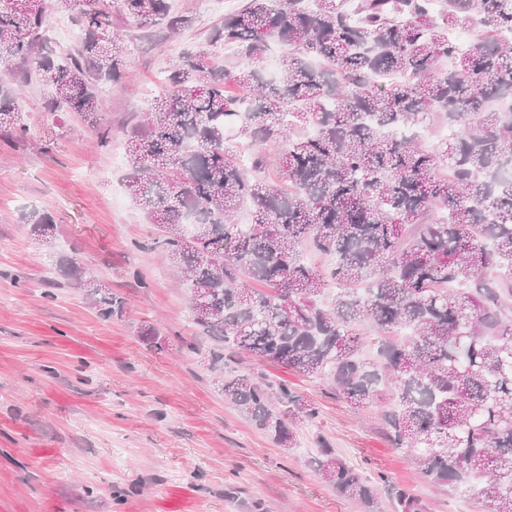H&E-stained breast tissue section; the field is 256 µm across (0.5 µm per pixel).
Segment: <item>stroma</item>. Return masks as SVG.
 I'll use <instances>...</instances> for the list:
<instances>
[{
  "instance_id": "35a3bbf8",
  "label": "stroma",
  "mask_w": 512,
  "mask_h": 512,
  "mask_svg": "<svg viewBox=\"0 0 512 512\" xmlns=\"http://www.w3.org/2000/svg\"><path fill=\"white\" fill-rule=\"evenodd\" d=\"M246 2L169 0L192 18L175 36L113 15L126 74L101 85L97 118L48 111L50 92L33 81L19 102L25 139L0 132V512H365L315 471L323 439L386 476L380 512H393L395 489L425 512L484 510L424 477L375 408L350 407L328 380L235 355L233 369L288 384L318 411L294 423V448L273 445L219 391L205 358L216 341L192 322L185 275L148 246L155 229L125 187L126 131L184 48L233 63L209 38ZM33 211L53 218L52 247L27 232ZM70 257L121 298V312L102 317L81 288L60 285ZM147 325L162 347L143 337Z\"/></svg>"
}]
</instances>
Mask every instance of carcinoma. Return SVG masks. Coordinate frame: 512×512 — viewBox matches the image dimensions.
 Instances as JSON below:
<instances>
[{
  "mask_svg": "<svg viewBox=\"0 0 512 512\" xmlns=\"http://www.w3.org/2000/svg\"><path fill=\"white\" fill-rule=\"evenodd\" d=\"M250 0L211 42L237 49L233 66L188 49L164 93L130 131L126 182L149 223L150 247L180 266L196 325L261 360L327 378L355 407L381 404L392 443L438 485L474 493L487 512H512V182L483 175L512 159V122L486 109L512 96V0ZM51 10L73 16L81 46L44 50ZM171 33L190 23L169 0H0V62L32 68L0 80V132L20 140L17 100L35 79L53 90L48 111H100L97 86L125 65L112 12ZM478 37L465 53L452 29ZM285 47L277 81L262 52ZM456 125L433 148L388 138L429 118ZM235 128L246 147L228 139ZM277 147L269 180L266 147ZM250 153L244 167L240 157ZM251 223L241 224L243 202ZM53 220L30 232L52 245ZM64 275L101 316L121 308L76 261ZM378 334L362 357V326ZM224 348L210 353L224 363ZM224 398L277 446L288 421L318 411L286 384L226 375ZM312 464L336 491L379 512L373 479L321 443ZM399 512H423L398 490Z\"/></svg>",
  "mask_w": 512,
  "mask_h": 512,
  "instance_id": "obj_1",
  "label": "carcinoma"
}]
</instances>
